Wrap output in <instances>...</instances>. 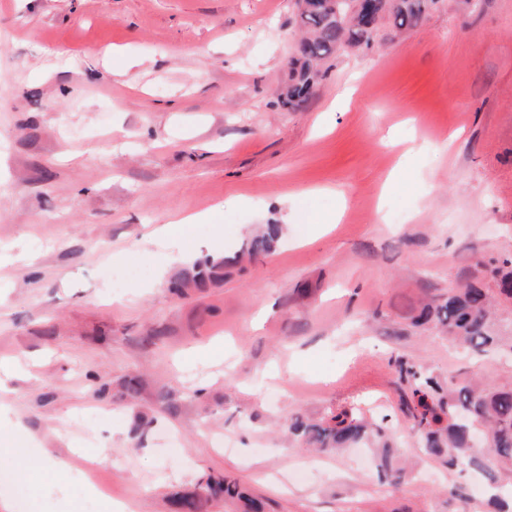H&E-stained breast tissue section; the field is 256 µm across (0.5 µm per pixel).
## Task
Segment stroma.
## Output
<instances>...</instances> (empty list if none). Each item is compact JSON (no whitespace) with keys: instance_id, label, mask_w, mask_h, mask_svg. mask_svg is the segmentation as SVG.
Returning a JSON list of instances; mask_svg holds the SVG:
<instances>
[{"instance_id":"stroma-1","label":"stroma","mask_w":512,"mask_h":512,"mask_svg":"<svg viewBox=\"0 0 512 512\" xmlns=\"http://www.w3.org/2000/svg\"><path fill=\"white\" fill-rule=\"evenodd\" d=\"M295 19V0H0V363H35L8 380L31 436L11 512H174L206 474L263 512H483L449 496L393 361L512 387V363L415 323L512 253V0L383 25L291 109ZM269 224L272 254L173 291ZM350 404L390 415L413 479L380 482L365 445L289 442L292 415Z\"/></svg>"}]
</instances>
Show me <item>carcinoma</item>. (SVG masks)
Here are the masks:
<instances>
[{"mask_svg":"<svg viewBox=\"0 0 512 512\" xmlns=\"http://www.w3.org/2000/svg\"><path fill=\"white\" fill-rule=\"evenodd\" d=\"M297 23L302 36L296 47L285 102L290 107L303 103L322 79L321 65L343 48L360 49L371 44L381 21L387 19L397 33L419 27L438 0H297ZM279 240V227L268 225L255 236L243 254L250 258L272 253ZM495 283L498 295L512 303V254L491 260L465 282L421 309L417 322H429L448 334V340L470 359L489 354L512 359V342H505L494 328L495 308L483 275ZM411 403L413 428L424 439L425 451L450 469L478 471L495 485L500 473L512 471V388L489 390L476 376L465 381H440L420 365L394 360ZM477 430L489 436L487 448H476L472 435ZM291 440L305 448L333 452L364 440L377 442L381 451L376 467L391 484L408 478L406 466L395 460L384 422L369 418L357 406L331 411L318 420L296 418L288 424ZM207 495L245 502V512L260 506L225 479H208L198 485ZM490 512H512V491L501 486L493 495Z\"/></svg>","mask_w":512,"mask_h":512,"instance_id":"obj_1","label":"carcinoma"}]
</instances>
